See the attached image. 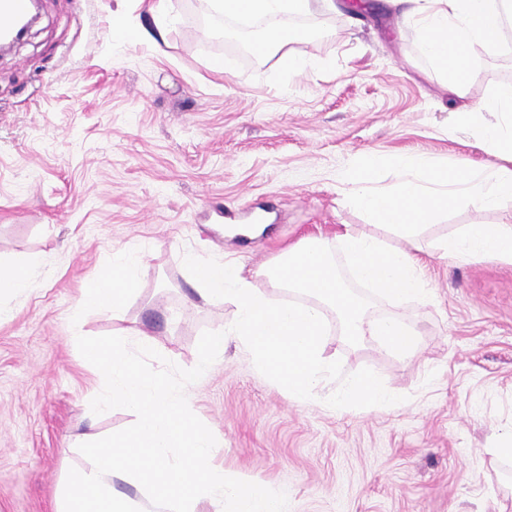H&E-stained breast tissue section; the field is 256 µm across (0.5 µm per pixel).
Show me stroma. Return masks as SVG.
I'll return each instance as SVG.
<instances>
[{"instance_id": "stroma-1", "label": "stroma", "mask_w": 512, "mask_h": 512, "mask_svg": "<svg viewBox=\"0 0 512 512\" xmlns=\"http://www.w3.org/2000/svg\"><path fill=\"white\" fill-rule=\"evenodd\" d=\"M153 0H43L30 34L0 55V261L37 260L35 286L0 322V512H55L88 434L134 422L92 416L101 382L70 336L81 291L113 255L148 265L125 321L90 312L87 336L135 326L183 368L230 305L196 294L192 252L263 274L302 238L334 241L366 223L342 169L367 154L466 163L492 158L459 123L463 102L425 54L395 0H317L321 36L256 55L262 18L219 15L211 0H170L156 37ZM121 25L127 39H113ZM311 65L288 75V57ZM512 80V52L475 48L465 81L476 101ZM511 224L512 207L469 209L420 239L427 302L374 299L419 336L412 357L372 340L348 344L330 323L325 354L344 374L367 367L401 396L347 414L290 402L228 345L187 388L223 446L226 473L285 491L288 512H512V460L492 454L512 428V265L461 263L440 245L466 224Z\"/></svg>"}]
</instances>
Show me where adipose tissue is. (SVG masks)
<instances>
[{"instance_id":"obj_1","label":"adipose tissue","mask_w":512,"mask_h":512,"mask_svg":"<svg viewBox=\"0 0 512 512\" xmlns=\"http://www.w3.org/2000/svg\"><path fill=\"white\" fill-rule=\"evenodd\" d=\"M410 16L422 30L426 54L448 73V92L464 100L466 86L458 77L467 67L473 46L494 47L503 39L504 22L512 17V0H410ZM222 14L262 15L270 24L252 49L265 55L284 49L289 40L282 14L305 15L313 0H218ZM463 114L489 154L512 161V82L498 84L485 98L465 103ZM459 260L512 264L511 224H469L441 245ZM27 262L0 263V319L9 318L19 299L32 289Z\"/></svg>"}]
</instances>
